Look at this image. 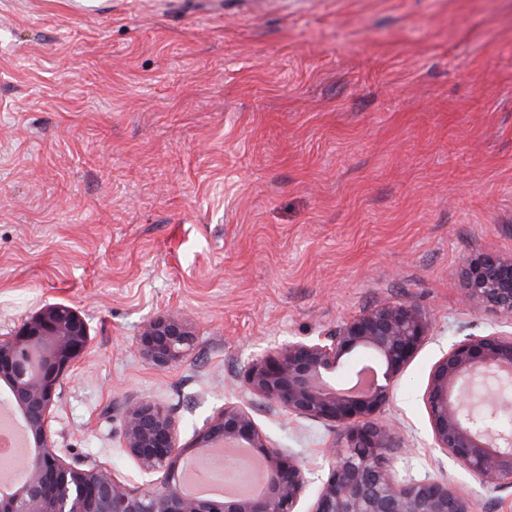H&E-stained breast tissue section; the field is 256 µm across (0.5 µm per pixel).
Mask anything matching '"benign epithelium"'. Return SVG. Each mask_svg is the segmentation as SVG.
<instances>
[{
    "instance_id": "obj_1",
    "label": "benign epithelium",
    "mask_w": 512,
    "mask_h": 512,
    "mask_svg": "<svg viewBox=\"0 0 512 512\" xmlns=\"http://www.w3.org/2000/svg\"><path fill=\"white\" fill-rule=\"evenodd\" d=\"M464 279L465 305L512 318V257L482 253L468 262ZM429 330L419 306L382 302L313 342L271 348L248 367L252 393L336 431L326 448L327 469L319 475L272 447L243 405L224 404L184 447L167 407L151 401L129 405L124 447L140 471L153 477L132 490L106 468L67 463L50 443L57 385L84 353L89 333L77 309L47 305L14 334L0 336V380L35 443L21 458L23 481L0 491V512H302L313 483L316 495L307 512H474L472 500L448 481L397 479L388 457L396 429L384 411ZM194 342L192 327L174 316L151 319L139 339L143 354L159 366L181 362ZM359 351L375 358L369 385L361 392L332 387L347 357ZM426 402L437 448L484 486L512 484V430L499 423L512 411V333L454 343L430 373ZM216 443L240 444L264 460L268 478L258 493L210 499L182 492L180 463L189 451Z\"/></svg>"
}]
</instances>
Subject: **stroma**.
I'll return each mask as SVG.
<instances>
[{
  "label": "stroma",
  "instance_id": "1",
  "mask_svg": "<svg viewBox=\"0 0 512 512\" xmlns=\"http://www.w3.org/2000/svg\"><path fill=\"white\" fill-rule=\"evenodd\" d=\"M485 251L512 256V0H0V335L52 303L87 322L52 407L66 462L140 488L127 405L186 444L231 401L319 470L333 427L249 393V363L408 302L430 334L385 410L391 465L512 512L426 407L453 343L512 330L461 302ZM160 315L197 336L166 368L138 347Z\"/></svg>",
  "mask_w": 512,
  "mask_h": 512
}]
</instances>
